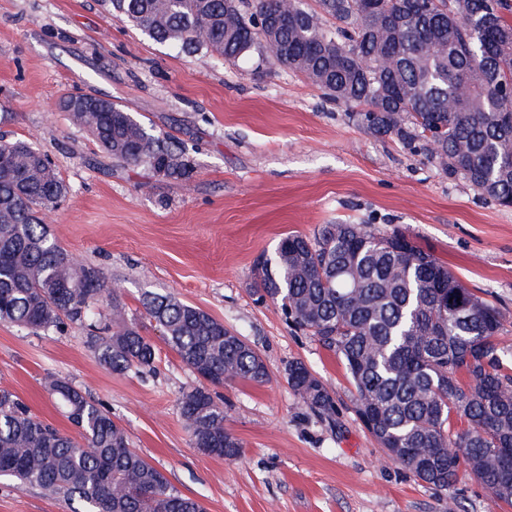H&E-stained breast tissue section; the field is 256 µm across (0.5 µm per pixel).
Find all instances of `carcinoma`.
<instances>
[{
	"label": "carcinoma",
	"instance_id": "cac0c4a2",
	"mask_svg": "<svg viewBox=\"0 0 512 512\" xmlns=\"http://www.w3.org/2000/svg\"><path fill=\"white\" fill-rule=\"evenodd\" d=\"M376 2L369 12L367 0H318L316 12L302 0H102L113 17L189 54L235 61L257 49L333 101L359 106L370 133L420 146L448 175L500 205L511 202L512 23L503 0ZM323 14L336 26H323ZM102 103L70 116L106 155L191 177L181 143ZM68 193L38 148L0 139V322L38 334L68 319L97 330L88 344L104 368L149 369L155 346L126 321L103 272L74 259L43 223ZM256 293L336 354L354 386L357 417L385 457L446 494V512H458L448 490L463 469L494 500L512 502V367L501 358L500 314L431 252L403 234L324 224L311 238L279 240L259 262ZM142 305L204 381L270 382L262 355L205 311L150 293ZM285 373L309 408L333 410L327 385L302 361L288 362ZM46 390L78 435L1 390L0 478L61 494L82 507L73 512H205L131 447L90 395L65 378ZM179 410L193 447L240 455L224 406L206 386L185 391Z\"/></svg>",
	"mask_w": 512,
	"mask_h": 512
}]
</instances>
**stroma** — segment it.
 Segmentation results:
<instances>
[{"label":"stroma","instance_id":"stroma-1","mask_svg":"<svg viewBox=\"0 0 512 512\" xmlns=\"http://www.w3.org/2000/svg\"><path fill=\"white\" fill-rule=\"evenodd\" d=\"M75 92L176 137L192 178L110 159L62 110ZM0 137L51 158L70 192L46 220L50 233L121 284L126 319L157 353L153 369L119 375L98 363L80 324L35 335L0 323V389L69 434L45 388L69 379L206 512H445L444 495L386 459L356 418L339 358L257 301L254 268L284 235L324 224L402 233L500 311L501 345L512 352V207L396 137L372 135L301 73L255 53L231 63L181 52L113 19L101 0H0ZM146 291L199 307L265 359L267 385L216 389L239 457L193 448L179 399L199 380L146 315ZM294 359L326 383L333 412L294 394L285 375ZM455 495L463 512H512L464 470ZM72 510L62 497L0 482V512Z\"/></svg>","mask_w":512,"mask_h":512}]
</instances>
